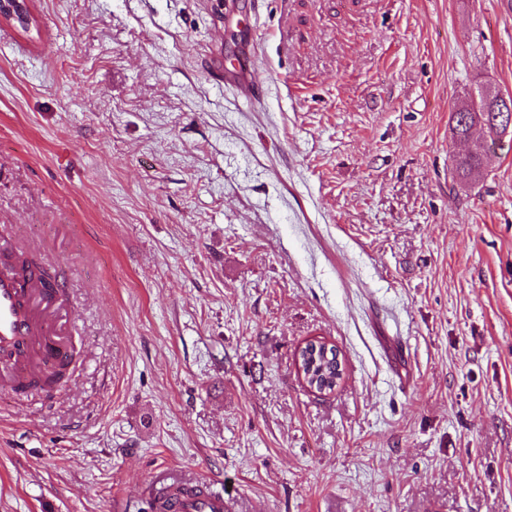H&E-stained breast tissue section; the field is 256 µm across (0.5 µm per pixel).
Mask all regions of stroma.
<instances>
[{"mask_svg": "<svg viewBox=\"0 0 512 512\" xmlns=\"http://www.w3.org/2000/svg\"><path fill=\"white\" fill-rule=\"evenodd\" d=\"M0 19V225L76 368L0 397V512H512V0H27ZM250 56L252 107L214 72ZM334 346L333 393L295 355ZM24 0H1L0 17L17 22L21 27L28 29L31 19L25 12ZM481 89L476 91L479 97L474 106L463 105L459 109L462 112H452L450 118V130L454 139L469 141L473 132L477 130L482 135L489 134L490 136V140H486L481 148L454 156L453 165L456 175L465 183L475 182L483 175L488 141L491 142V145H495L502 140V138L491 137L490 133L494 127L500 125L498 115L501 112H511L508 102L509 94H503L508 110L502 107L501 112H492L491 105L481 96ZM191 485L202 487L204 492L200 495H191L184 491L186 484L171 483L155 495L162 492L167 496L166 505L171 504L169 512H224V489L217 490L205 482Z\"/></svg>", "mask_w": 512, "mask_h": 512, "instance_id": "obj_1", "label": "stroma"}]
</instances>
